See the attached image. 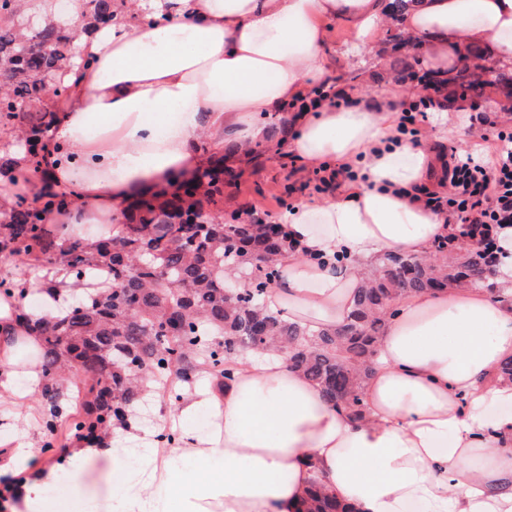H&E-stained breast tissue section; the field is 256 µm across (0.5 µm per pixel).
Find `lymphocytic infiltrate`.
Wrapping results in <instances>:
<instances>
[{
    "instance_id": "obj_1",
    "label": "lymphocytic infiltrate",
    "mask_w": 512,
    "mask_h": 512,
    "mask_svg": "<svg viewBox=\"0 0 512 512\" xmlns=\"http://www.w3.org/2000/svg\"><path fill=\"white\" fill-rule=\"evenodd\" d=\"M445 99L446 88L438 78L422 73L412 98L400 105L398 133L418 139L421 123L442 109ZM446 176L447 192H425L426 206L445 214L447 223L467 227L483 260L493 273H500L498 239L512 225V129H498L488 157L451 152Z\"/></svg>"
}]
</instances>
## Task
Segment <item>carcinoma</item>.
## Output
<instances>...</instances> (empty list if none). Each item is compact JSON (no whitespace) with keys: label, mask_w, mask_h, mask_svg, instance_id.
I'll return each mask as SVG.
<instances>
[{"label":"carcinoma","mask_w":512,"mask_h":512,"mask_svg":"<svg viewBox=\"0 0 512 512\" xmlns=\"http://www.w3.org/2000/svg\"><path fill=\"white\" fill-rule=\"evenodd\" d=\"M82 2L87 33L111 25L128 8L127 0ZM80 60L65 19L50 14L29 27L22 0H0V133L19 132L16 151H0L1 177L14 181L20 173L46 183L41 157L53 115L42 105L43 80ZM461 60L463 66L443 78L448 87L478 97L500 88L512 94V71L486 67L470 51ZM266 127L270 138L285 142L287 119L272 118ZM225 160L215 157L197 177L178 182L169 199L138 197L112 235L92 243L44 223L50 209L73 216L71 202L46 186L31 202L18 200L0 222L1 255L34 267L63 266L82 286L68 310L53 316L24 305L26 280L0 276V297L17 326L39 337L40 396L50 433L64 416L70 433L95 445L102 432L125 425L161 379L180 387L204 373L225 378L240 352L284 355L328 401L359 416L374 344L397 300L454 286L493 290L477 248L460 253L458 233L437 242L424 263L400 253L381 256L364 272L370 285L343 325L328 330L294 321L266 302L288 238L270 236L265 224L241 222L235 212L224 218V176H234ZM232 276L248 279L247 287L229 285ZM173 322L179 328L171 332ZM307 512L348 510L315 491Z\"/></svg>","instance_id":"obj_1"}]
</instances>
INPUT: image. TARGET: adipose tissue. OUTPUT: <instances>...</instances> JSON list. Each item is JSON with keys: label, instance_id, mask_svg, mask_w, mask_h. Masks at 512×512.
<instances>
[{"label": "adipose tissue", "instance_id": "1", "mask_svg": "<svg viewBox=\"0 0 512 512\" xmlns=\"http://www.w3.org/2000/svg\"><path fill=\"white\" fill-rule=\"evenodd\" d=\"M361 37L394 21L435 64L463 47L512 70V0H140L108 28L82 35L85 63L66 71V95L44 168L53 191L88 210L120 216L142 194L163 195L228 143L266 144L264 126L240 129L245 112H277L325 78L329 20ZM399 89L384 83L373 103L298 117L291 150L306 166H349L358 181L332 198L300 202L285 229L289 254L268 289L270 307L323 328L342 325L384 253L425 255L451 227L412 191H441L442 162L396 140ZM325 224L316 231L314 220ZM346 254L333 268V255ZM17 326L0 307V397L39 394V361L26 385L12 368ZM512 283L489 292L452 288L396 302L363 384L364 419L333 405L278 355L237 358L223 384L184 392L176 435L146 442L140 475L129 448H70L32 469L38 451L15 428L0 432V477L28 473L27 512H54L57 472L103 460L116 476L119 512H298L312 486L353 512H512ZM206 413V429L194 427Z\"/></svg>", "mask_w": 512, "mask_h": 512}]
</instances>
